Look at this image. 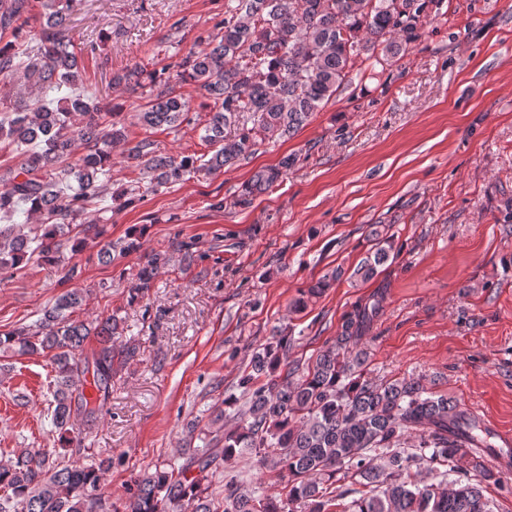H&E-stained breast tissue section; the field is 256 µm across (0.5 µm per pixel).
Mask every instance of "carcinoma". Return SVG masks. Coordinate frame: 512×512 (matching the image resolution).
<instances>
[{
    "label": "carcinoma",
    "mask_w": 512,
    "mask_h": 512,
    "mask_svg": "<svg viewBox=\"0 0 512 512\" xmlns=\"http://www.w3.org/2000/svg\"><path fill=\"white\" fill-rule=\"evenodd\" d=\"M75 0H0V75L20 66L43 93L71 88L80 79L72 31ZM439 0H229L217 33L197 37L172 67L146 70L135 65L112 84L131 92L156 88L136 123L145 130H177L195 123L190 101L177 86L194 83L212 99L202 139L212 147L203 155L156 154L145 136L126 147L148 179L147 186L124 190L123 205L134 207L144 194L156 193L198 174L217 175L224 167L255 154L266 140H288L311 115L328 103L351 72L390 65L419 41ZM42 29L37 50H19L31 21ZM109 104L69 94L56 106L40 99L0 117V145L15 153L11 177L0 187V214L24 210L45 218L34 238L19 225L0 226V270L18 269L36 253L61 262L64 227L76 224L98 235L83 216L99 193L100 177L112 166L114 145L127 141L125 125L109 120ZM76 163L65 160L77 151ZM294 159L257 171L243 187L239 203L271 191ZM396 258L379 241L351 277L368 281ZM163 263L149 258L129 289V301L144 298ZM332 285L322 278L303 290L294 310ZM83 297L75 289L60 294L32 333L20 327L0 339L26 354L42 351L55 366L53 423L61 447H81L83 430L73 413L93 425L112 395L114 342L124 328L113 315L94 320L74 316ZM381 309V300L357 303L342 319L334 343L299 371L288 362L289 336H272L254 349L250 370L239 387L249 406L242 422L224 432V447L196 448L180 465L135 475L125 501L110 508L100 494L102 459L87 466L64 463L62 455L26 451L0 459V512H491L484 491L502 490L500 476L481 456L459 465L465 448L480 447V426L457 400L432 391L419 380L376 382L366 376L368 352L363 337ZM97 347L80 357L90 338ZM94 390L86 394L85 385ZM414 434L418 445L401 447ZM276 472L282 493L255 495L233 478L224 500L207 494L218 467L243 453ZM426 466L434 480L421 477ZM349 481L352 487L340 482ZM350 502L345 499L351 495Z\"/></svg>",
    "instance_id": "1"
}]
</instances>
